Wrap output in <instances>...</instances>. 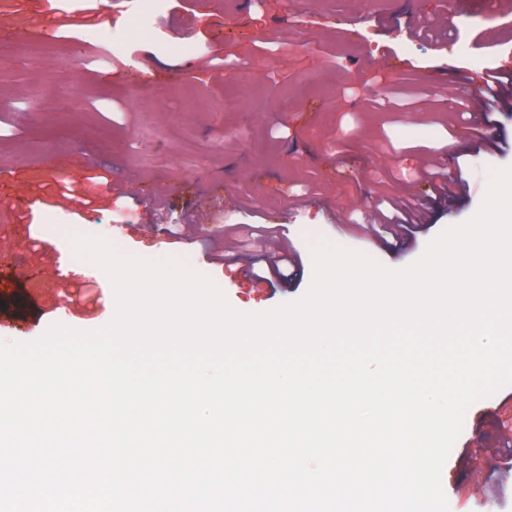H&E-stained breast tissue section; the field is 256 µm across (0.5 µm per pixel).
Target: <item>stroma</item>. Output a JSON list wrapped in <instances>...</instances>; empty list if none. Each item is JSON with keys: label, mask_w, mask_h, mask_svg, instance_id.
Segmentation results:
<instances>
[{"label": "stroma", "mask_w": 512, "mask_h": 512, "mask_svg": "<svg viewBox=\"0 0 512 512\" xmlns=\"http://www.w3.org/2000/svg\"><path fill=\"white\" fill-rule=\"evenodd\" d=\"M0 0V338L38 339L54 323L95 330L113 317L97 267L74 264L70 233L143 258H184L236 310L302 297L311 247L328 241L404 268L478 210L493 167L512 165V112L481 134L457 117L481 72L512 65V29L470 0H165L161 16L99 5ZM425 22L439 37L417 35ZM57 27L43 40V25ZM56 88L46 96L37 84ZM412 93L387 111L380 97ZM463 185L435 202L424 152ZM104 173L100 184L88 180ZM408 189L426 225L396 245L364 226L380 193ZM285 236L298 275L258 287L228 269H261L248 234ZM73 270L58 287L48 271ZM512 385L468 409L442 470L450 512H512Z\"/></svg>", "instance_id": "obj_1"}]
</instances>
